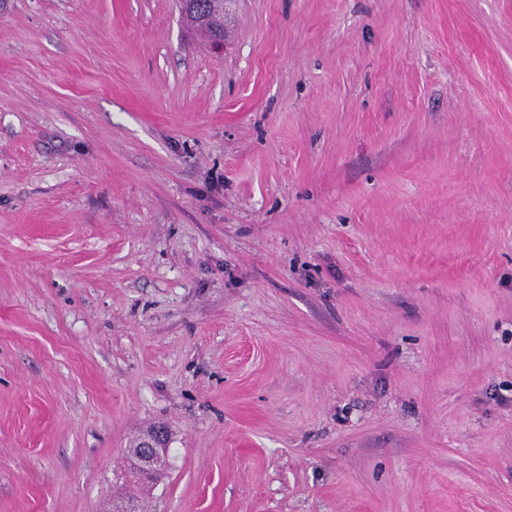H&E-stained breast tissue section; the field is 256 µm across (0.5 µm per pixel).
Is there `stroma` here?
<instances>
[{"mask_svg": "<svg viewBox=\"0 0 512 512\" xmlns=\"http://www.w3.org/2000/svg\"><path fill=\"white\" fill-rule=\"evenodd\" d=\"M512 512V0H0V512ZM179 0L182 17L196 30L202 32L211 41L214 38L224 40V0H187L183 7ZM202 20L203 27L195 21ZM163 433L160 429L156 430L148 438L140 442L139 448L136 451L139 474L144 479H149L153 474L151 466L157 453L162 451L160 442L163 439Z\"/></svg>", "mask_w": 512, "mask_h": 512, "instance_id": "obj_1", "label": "stroma"}]
</instances>
